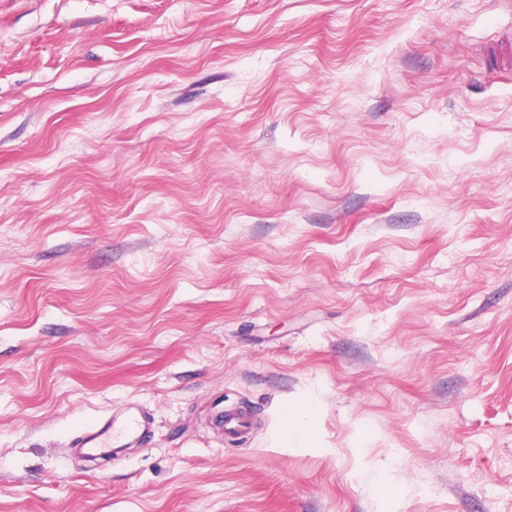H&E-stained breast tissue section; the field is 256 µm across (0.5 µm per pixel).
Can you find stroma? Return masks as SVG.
Wrapping results in <instances>:
<instances>
[{
    "instance_id": "obj_1",
    "label": "stroma",
    "mask_w": 512,
    "mask_h": 512,
    "mask_svg": "<svg viewBox=\"0 0 512 512\" xmlns=\"http://www.w3.org/2000/svg\"><path fill=\"white\" fill-rule=\"evenodd\" d=\"M505 35L512 0H0V512H512ZM129 406L140 447L70 456ZM312 410L308 405L289 406L284 413L283 429L288 437H302L306 433L304 427L305 417L311 414Z\"/></svg>"
}]
</instances>
